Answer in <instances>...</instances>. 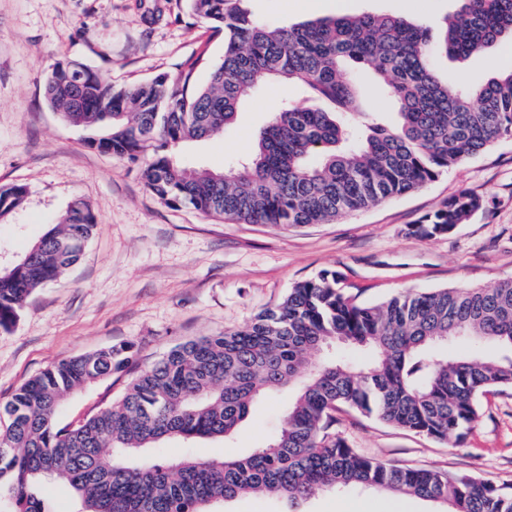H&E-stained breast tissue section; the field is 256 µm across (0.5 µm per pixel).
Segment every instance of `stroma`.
Listing matches in <instances>:
<instances>
[{"label":"stroma","instance_id":"1","mask_svg":"<svg viewBox=\"0 0 512 512\" xmlns=\"http://www.w3.org/2000/svg\"><path fill=\"white\" fill-rule=\"evenodd\" d=\"M144 17L135 0H0V186L22 185L23 204L0 220V264L24 254L58 224L74 200L87 202L96 227L79 261L35 290L16 324L0 330V404L51 364L131 342L149 366L188 340L245 327L281 303L299 282L340 271L359 303L378 304L412 289L490 287L512 279V138L443 173L420 190L332 224L279 228L237 224L189 206L170 207L138 169L88 143V130L65 124L44 95L60 61H78L126 86L190 68L204 84L224 55V37L192 15L186 0H157ZM456 0H252L265 21L397 13L435 21ZM468 86L512 70V53L441 60ZM283 88L271 85L242 106L223 135L179 147L183 161L221 169L246 157ZM468 191L483 210L450 234L422 240L407 232L448 198ZM105 380L67 398L60 424L82 420L115 400ZM291 390L259 397L230 437L171 439L154 448L169 461L240 458L284 425ZM335 430L363 455L397 467L435 468L512 485V389L490 396L462 446L407 432L354 410ZM297 512H446L445 505L375 491L320 492Z\"/></svg>","mask_w":512,"mask_h":512}]
</instances>
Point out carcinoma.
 <instances>
[{
	"label": "carcinoma",
	"mask_w": 512,
	"mask_h": 512,
	"mask_svg": "<svg viewBox=\"0 0 512 512\" xmlns=\"http://www.w3.org/2000/svg\"><path fill=\"white\" fill-rule=\"evenodd\" d=\"M224 33V56L198 86L194 70L117 87L72 61L53 68L45 96L61 119L100 131L89 144L141 167L168 206L240 224L335 222L416 191L512 136V72L478 87L437 70L441 57L489 54L512 41V0H457L438 32L393 14L326 16L288 26L259 19L251 0H188ZM370 71L397 107L392 124L368 120L359 92ZM272 83L318 101L281 98L252 155L222 171L170 151L224 133L243 103ZM26 189L0 187V218ZM484 205L462 192L409 227L443 236ZM95 227L74 202L59 224L0 269V329L30 294L75 264ZM465 341L469 353L438 346ZM124 381L121 395L76 425L57 415L74 392ZM295 389L281 431L239 459L158 461L165 439H220L255 400ZM512 388V280L492 287L404 291L364 305L324 270L300 282L244 328L180 344L142 369L132 343L62 360L24 383L0 412V512H52L42 491L63 481L82 512H206L256 493L293 504L319 491L372 489L440 502L448 512H512V487L435 469L400 468L359 453L336 434L344 408L459 446L482 398Z\"/></svg>",
	"instance_id": "carcinoma-1"
}]
</instances>
